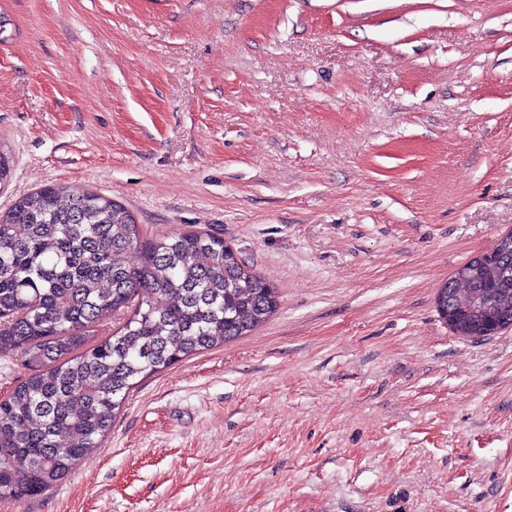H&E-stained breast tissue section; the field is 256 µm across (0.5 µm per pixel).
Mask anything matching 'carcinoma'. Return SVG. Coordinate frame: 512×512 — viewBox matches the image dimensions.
Listing matches in <instances>:
<instances>
[{"label":"carcinoma","mask_w":512,"mask_h":512,"mask_svg":"<svg viewBox=\"0 0 512 512\" xmlns=\"http://www.w3.org/2000/svg\"><path fill=\"white\" fill-rule=\"evenodd\" d=\"M450 299L465 323L512 320V252L458 269L436 306ZM277 306L221 237H148L90 190L18 197L0 214V357L20 355L31 375L0 398V500L40 494L102 447L134 379L247 335ZM125 309L112 335L86 334Z\"/></svg>","instance_id":"obj_1"}]
</instances>
